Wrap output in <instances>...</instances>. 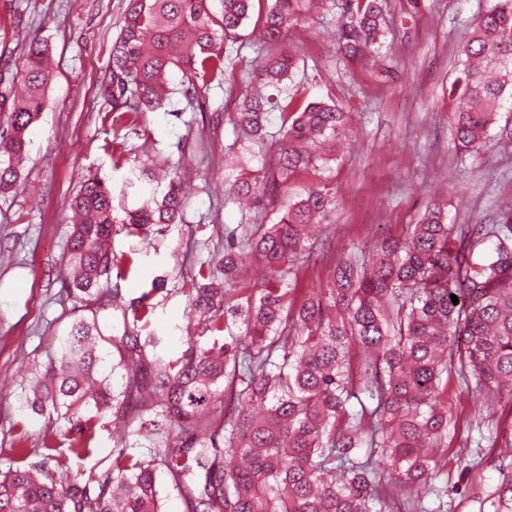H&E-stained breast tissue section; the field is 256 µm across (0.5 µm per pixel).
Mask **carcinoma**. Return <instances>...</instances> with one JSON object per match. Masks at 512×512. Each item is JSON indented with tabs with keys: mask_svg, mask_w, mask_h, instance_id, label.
Here are the masks:
<instances>
[{
	"mask_svg": "<svg viewBox=\"0 0 512 512\" xmlns=\"http://www.w3.org/2000/svg\"><path fill=\"white\" fill-rule=\"evenodd\" d=\"M127 0L112 43V72L99 87L112 125H142L179 94L192 105L217 82L234 91L229 65L240 31L254 22L255 57L241 104L228 116L237 138L265 145L274 169L224 178V203L268 202L269 183L324 170L352 129L351 113L332 99L288 95L300 59L288 31L319 10L340 14L337 50L360 63L379 53L386 0ZM21 66L0 74V196L17 186L28 160L30 128L48 106V43L24 36ZM448 96L461 154L512 146L494 131L512 99V0H488L459 48ZM280 113L277 131L267 114ZM129 167L120 190L80 177L70 199L65 299L81 304L58 349L38 366L22 407L70 424L68 453L48 429L36 457L19 449L0 473V512H162L158 471L171 479L186 512H446L436 485L448 450V381L456 376L482 397H512V206L495 224L456 231L440 198L426 203L397 237H380L360 257L333 263L326 279L302 287L303 267L326 256L315 229L329 223L335 196L313 184L288 200L272 224L224 227V244L185 283L186 308L211 333H189L166 353L169 336L146 329L156 304L145 293L127 303L110 291L113 227L158 233L183 223L185 158L150 166L112 154ZM140 203L118 209L115 193ZM492 238L481 262L473 238ZM253 257L272 272L259 285L242 274ZM457 296L459 303L452 302ZM112 297L121 321L101 328ZM91 407L95 415L85 417ZM124 428L112 461L79 473L71 458L91 455L95 422ZM488 512H512V461ZM435 496L427 508L424 499Z\"/></svg>",
	"mask_w": 512,
	"mask_h": 512,
	"instance_id": "carcinoma-1",
	"label": "carcinoma"
}]
</instances>
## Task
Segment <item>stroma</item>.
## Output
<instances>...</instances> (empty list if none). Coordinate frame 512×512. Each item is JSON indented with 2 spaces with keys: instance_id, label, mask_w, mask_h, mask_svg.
<instances>
[{
  "instance_id": "stroma-1",
  "label": "stroma",
  "mask_w": 512,
  "mask_h": 512,
  "mask_svg": "<svg viewBox=\"0 0 512 512\" xmlns=\"http://www.w3.org/2000/svg\"><path fill=\"white\" fill-rule=\"evenodd\" d=\"M485 0H421L419 14L406 0H388L383 52L389 66L344 64L336 54V18L313 15L309 27L289 31L288 41L304 61L297 77L299 99L330 98L353 115L351 142L324 174H299L290 193L325 182L336 192V213L326 234L327 258L304 279L326 276L329 263L368 251L379 235L396 236L414 222L423 206L443 195L452 224H490L497 204L512 201V148L490 147L460 157L454 150L448 115L456 103L446 89L456 71L457 46ZM125 0H0V30L21 21L30 34L48 40L55 71L50 106L37 123L30 159L20 185L0 198V471L14 456L17 432L35 448L46 427L43 417L20 412L18 395L35 363L47 361L74 320V302L57 298L65 271V248L72 224L68 198L82 173L112 176V145L124 144L137 160L162 164L179 153L192 154L182 182L184 221L161 239L158 252L144 253L138 237L115 233L112 248L135 256L131 271L113 277L111 286L125 299L140 297L153 277L167 280L156 294L154 330L167 332L186 323L184 277L205 261L195 227L214 224V239L239 224L273 223L277 210L243 212L224 202V158H242L251 169L269 159L239 142L231 124L204 122L188 128L173 116L185 100L174 95L171 112L152 114L146 126L113 129L100 111V83L112 66V40L120 30ZM448 407L462 422L441 461L448 486V512H487L483 497L500 474L489 464L462 470L458 452L487 454L482 431L512 421V400L474 403L457 381L448 383Z\"/></svg>"
}]
</instances>
